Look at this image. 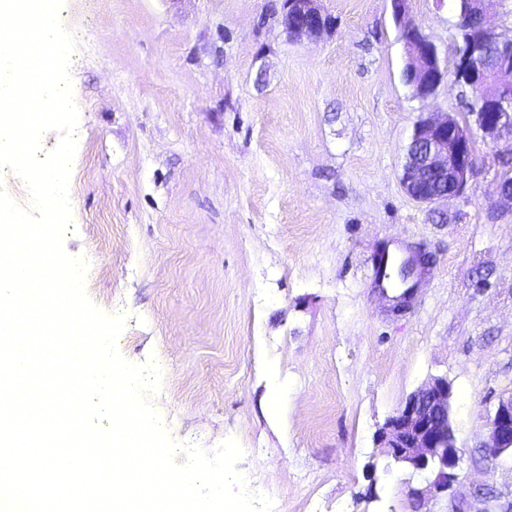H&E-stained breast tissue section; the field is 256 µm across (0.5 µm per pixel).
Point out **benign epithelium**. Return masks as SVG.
<instances>
[{"instance_id": "7a95c632", "label": "benign epithelium", "mask_w": 512, "mask_h": 512, "mask_svg": "<svg viewBox=\"0 0 512 512\" xmlns=\"http://www.w3.org/2000/svg\"><path fill=\"white\" fill-rule=\"evenodd\" d=\"M494 0H471L481 18L472 32L464 19L457 30L464 49H456L455 81L459 85L484 88L479 111L463 117L458 112H429L415 123L406 150L400 183L414 201L441 205L464 195L476 173L475 140L495 145L512 140V39L500 38L488 21ZM394 21L404 44L403 76L419 98L434 95L448 65L438 49L421 31L409 11V0H391ZM281 23L296 39H318L330 33L332 16L323 0H283ZM502 206L512 208V177L497 179ZM453 389L445 377H433L409 394L379 432L380 444L396 462L416 471L436 472L433 487L448 490L462 453L457 446L453 418ZM484 447L492 457L512 452V397L499 402L490 418Z\"/></svg>"}]
</instances>
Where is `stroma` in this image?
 I'll return each instance as SVG.
<instances>
[{
    "label": "stroma",
    "mask_w": 512,
    "mask_h": 512,
    "mask_svg": "<svg viewBox=\"0 0 512 512\" xmlns=\"http://www.w3.org/2000/svg\"><path fill=\"white\" fill-rule=\"evenodd\" d=\"M281 0H65L79 110L65 249L86 293L127 313L126 359L156 358L150 395L171 437L233 438L251 486L281 512H496L512 455L488 459V417L512 396V210L500 152L446 218L408 197L401 168L427 112H459L443 83L402 79L391 0H323L317 40L289 38ZM452 0H411L451 57ZM430 255L406 308L379 290L381 250ZM453 387L463 458L445 493L378 433L433 377Z\"/></svg>",
    "instance_id": "35a3bbf8"
}]
</instances>
